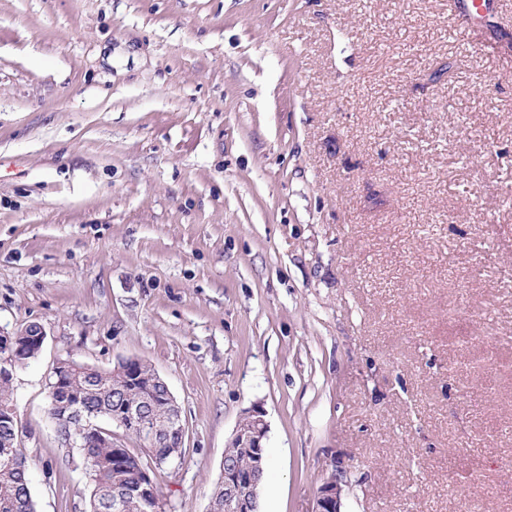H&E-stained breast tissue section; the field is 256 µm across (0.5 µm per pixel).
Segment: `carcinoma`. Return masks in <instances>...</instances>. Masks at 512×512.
<instances>
[{
  "mask_svg": "<svg viewBox=\"0 0 512 512\" xmlns=\"http://www.w3.org/2000/svg\"><path fill=\"white\" fill-rule=\"evenodd\" d=\"M125 376L93 371L86 372L77 366L69 376L65 389L81 398L84 413H124L121 403L152 406V418L160 428L152 448L156 464L161 465L171 457L177 445L174 432L165 428L169 414L167 402L159 385L154 383L155 369L145 362H135ZM63 389V390H65ZM59 389L51 396L59 402L65 394ZM86 460L91 463L89 474L92 490L87 512H112V501L120 503V512H161L160 494L147 475L149 467L143 460L98 438H89L83 448ZM239 476L247 478L253 472L254 458L244 448L230 450ZM235 505L224 500V481L216 483L210 503V512H231ZM0 512H36L29 483V463L19 447L13 425L0 422Z\"/></svg>",
  "mask_w": 512,
  "mask_h": 512,
  "instance_id": "cac0c4a2",
  "label": "carcinoma"
}]
</instances>
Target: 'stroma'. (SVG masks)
I'll return each instance as SVG.
<instances>
[{
  "mask_svg": "<svg viewBox=\"0 0 512 512\" xmlns=\"http://www.w3.org/2000/svg\"><path fill=\"white\" fill-rule=\"evenodd\" d=\"M36 512H86L65 357L150 364L209 512L260 405L261 512H512V11L448 0H0V330ZM499 0H452L450 12L453 13L459 23L469 27L470 24H477L488 13H497ZM21 336L18 340L19 344V352L18 354L21 356L22 360H31L38 356L41 350H38V347L33 343L29 342L27 336H31L34 339L35 343L39 345L42 349L43 344L45 342L46 334L40 325H36L32 329L22 328L21 330L15 332L14 334H0V376H7L10 378L14 377L17 369L21 366L17 367L15 360L13 359L11 348L14 343L17 342L18 337ZM5 352V353H4ZM341 470L336 469L318 488L315 512H341Z\"/></svg>",
  "mask_w": 512,
  "mask_h": 512,
  "instance_id": "stroma-1",
  "label": "stroma"
}]
</instances>
